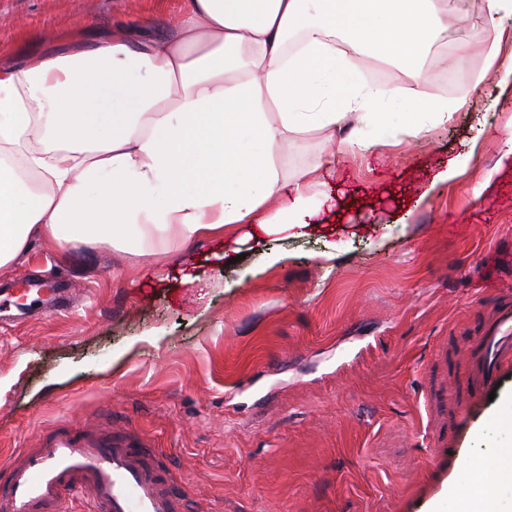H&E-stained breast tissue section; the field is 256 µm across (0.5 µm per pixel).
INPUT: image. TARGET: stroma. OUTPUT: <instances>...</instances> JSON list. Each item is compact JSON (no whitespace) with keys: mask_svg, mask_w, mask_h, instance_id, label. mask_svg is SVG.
<instances>
[{"mask_svg":"<svg viewBox=\"0 0 512 512\" xmlns=\"http://www.w3.org/2000/svg\"><path fill=\"white\" fill-rule=\"evenodd\" d=\"M185 2L0 0V53L160 35ZM486 60L449 43L427 59L431 96L467 101L430 131L408 135L399 100L385 125L291 136L277 167L324 183L307 228L142 251L32 239L0 283L63 273L81 293L23 320L0 295V465L99 426L155 449L186 512H454L463 467L512 448V378L471 405L457 455L434 446L449 371L512 297V83L473 95ZM354 131L367 150L347 148ZM452 161L462 174L433 184Z\"/></svg>","mask_w":512,"mask_h":512,"instance_id":"1","label":"stroma"}]
</instances>
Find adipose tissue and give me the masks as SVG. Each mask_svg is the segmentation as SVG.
Masks as SVG:
<instances>
[{
	"label": "adipose tissue",
	"mask_w": 512,
	"mask_h": 512,
	"mask_svg": "<svg viewBox=\"0 0 512 512\" xmlns=\"http://www.w3.org/2000/svg\"><path fill=\"white\" fill-rule=\"evenodd\" d=\"M450 0H188L164 35L122 28L73 38L59 53L0 55V268L32 235L187 247L255 224L307 226L316 170L284 175L289 136L335 132L346 117L384 124L411 99L416 135L456 105L431 98L422 58L448 39ZM485 25L460 52L512 39V0H485ZM404 66L413 85L381 88L360 55ZM140 78H133V71ZM277 203L275 217L265 207Z\"/></svg>",
	"instance_id": "ef3b65f1"
}]
</instances>
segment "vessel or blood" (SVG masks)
<instances>
[{
  "label": "vessel or blood",
  "mask_w": 512,
  "mask_h": 512,
  "mask_svg": "<svg viewBox=\"0 0 512 512\" xmlns=\"http://www.w3.org/2000/svg\"><path fill=\"white\" fill-rule=\"evenodd\" d=\"M509 372L512 301L504 299L448 388L476 401ZM82 495L90 500L88 512H186L169 473L136 439L72 429L49 434L39 448L8 464L0 512H69V503Z\"/></svg>",
  "instance_id": "b4317fda"
}]
</instances>
